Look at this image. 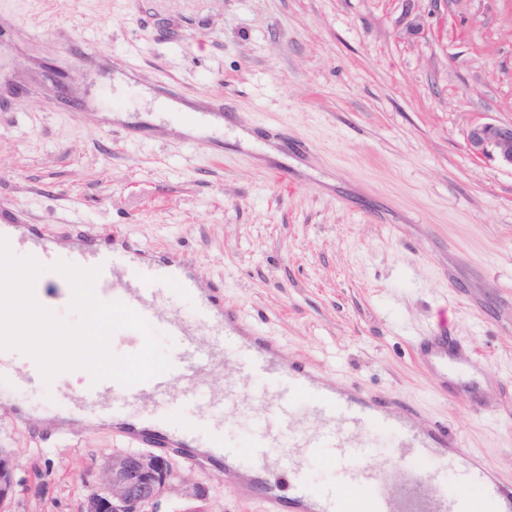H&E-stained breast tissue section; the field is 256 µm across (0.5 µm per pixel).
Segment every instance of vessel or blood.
<instances>
[{"mask_svg":"<svg viewBox=\"0 0 512 512\" xmlns=\"http://www.w3.org/2000/svg\"><path fill=\"white\" fill-rule=\"evenodd\" d=\"M18 243L47 267L59 260L100 267L95 283L98 297L122 302L159 327L172 343L171 369L144 382L126 387L104 379L73 393L58 387L59 405L51 414L53 420L84 417L103 422L142 410L150 421L163 425L165 433L159 437L139 433V442L161 444L190 464L201 458L196 451L202 448L206 451L202 458L217 465L238 455L237 444L217 410L248 381L261 378L266 387L260 398L273 413L256 423L252 448L263 472L258 487L268 512L279 509L276 473L280 462L272 451L284 443L301 454H328L338 475L333 484L297 481L295 498L309 502V512H473L468 497L447 492V471L455 469L454 458L442 459L433 470L416 474L401 492L394 489L387 472L374 471L363 462L368 448L361 434L368 426L398 434L400 455L415 460L430 459L438 448L457 447L445 427L434 424L425 433L404 427L401 418L337 390L319 373L281 360L273 342L256 329H245L239 309L225 306L220 295L201 291L185 268L161 261L134 263L111 247L91 243L71 251L36 235L19 238ZM181 297L193 299L192 317L175 310ZM230 356L236 358L237 370L223 393L203 392L199 386L202 375ZM0 381L15 391L33 392L44 385L35 362L17 351H0ZM296 398L310 403V425L302 430L292 406ZM187 405L199 406L198 418L177 417V410ZM456 471L461 481L483 488L491 500L512 508V489L492 479L479 464Z\"/></svg>","mask_w":512,"mask_h":512,"instance_id":"vessel-or-blood-1","label":"vessel or blood"}]
</instances>
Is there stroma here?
Returning <instances> with one entry per match:
<instances>
[{"label": "stroma", "instance_id": "obj_1", "mask_svg": "<svg viewBox=\"0 0 512 512\" xmlns=\"http://www.w3.org/2000/svg\"><path fill=\"white\" fill-rule=\"evenodd\" d=\"M171 90L223 101L255 145L144 121L146 93ZM476 122H512V0H0V209L62 243L187 259L286 361L445 422L512 486V168L469 152ZM441 329L460 359L445 372L419 345ZM262 387L223 412L243 466ZM13 400L11 512H78L136 448L49 421L55 387ZM362 439L404 483L396 435ZM176 470L165 512L196 487L201 512H266L235 470Z\"/></svg>", "mask_w": 512, "mask_h": 512}]
</instances>
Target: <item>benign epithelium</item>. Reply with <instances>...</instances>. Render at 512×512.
Listing matches in <instances>:
<instances>
[{
  "label": "benign epithelium",
  "mask_w": 512,
  "mask_h": 512,
  "mask_svg": "<svg viewBox=\"0 0 512 512\" xmlns=\"http://www.w3.org/2000/svg\"><path fill=\"white\" fill-rule=\"evenodd\" d=\"M467 147L477 158L492 157L512 167V123L477 122L467 133ZM173 475L163 456L125 453L112 459L107 480L89 493L81 512H161ZM11 455L0 454V512H9L16 494Z\"/></svg>",
  "instance_id": "7a95c632"
}]
</instances>
